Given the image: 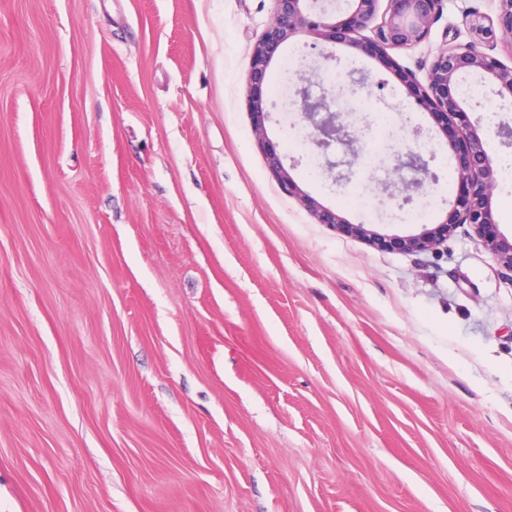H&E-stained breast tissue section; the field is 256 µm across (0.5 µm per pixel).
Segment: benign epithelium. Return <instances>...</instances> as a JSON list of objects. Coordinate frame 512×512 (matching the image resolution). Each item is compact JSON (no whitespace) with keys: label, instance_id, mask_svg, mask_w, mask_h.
Listing matches in <instances>:
<instances>
[{"label":"benign epithelium","instance_id":"1","mask_svg":"<svg viewBox=\"0 0 512 512\" xmlns=\"http://www.w3.org/2000/svg\"><path fill=\"white\" fill-rule=\"evenodd\" d=\"M275 2L274 16L255 43L250 61V114L253 133L261 144L266 143L265 121L268 117L262 84L274 57L290 38L308 35L325 43H346L370 54L382 67L391 69L397 63L388 50L410 48L426 41L443 14L445 0H387L388 7L382 14L379 13L380 0H348L344 18L339 21H327L323 16L312 19L307 6L309 0ZM495 2L497 10L493 18L475 10L463 11V18L469 21V29L476 34V39L440 50L427 67L425 80H419L412 72L405 73L411 94L420 107L445 124L451 115L459 117L467 126L465 132L460 134L455 130L451 136L461 192L448 221L422 224L416 232L406 235L382 233L372 224H347L335 211L322 206L305 192L284 167L274 147L267 146L266 162L279 186L296 198L316 223L343 230L381 250L416 256L435 251L459 225L467 224L499 261L505 277L512 281V240L498 229L491 205L492 191L497 185V166L488 151L486 139L480 137L467 120V112L483 110L485 105L480 100L463 99L457 94L460 80L477 73L486 98L500 101L503 107L512 105V65L492 55L496 45L484 40L495 27L512 38V0ZM378 17L381 22L377 24ZM368 29L372 30L374 38L363 36ZM314 86L320 87V94H313ZM293 97L296 111L310 127L308 138L316 151L326 154L335 141L347 147L350 159L339 164L329 161L327 168L333 170L345 166V170L334 176V182L339 187L348 184L365 150V144L345 120L349 112L348 100L324 86L318 67L302 73L295 80ZM427 180L435 182L438 175L421 155L409 153L406 159L399 160L392 169V176L382 183V192L395 200L397 195L390 188L401 186L405 196L397 207L402 210L412 202L409 191L420 188Z\"/></svg>","mask_w":512,"mask_h":512}]
</instances>
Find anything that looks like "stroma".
Here are the masks:
<instances>
[{
    "instance_id": "1",
    "label": "stroma",
    "mask_w": 512,
    "mask_h": 512,
    "mask_svg": "<svg viewBox=\"0 0 512 512\" xmlns=\"http://www.w3.org/2000/svg\"><path fill=\"white\" fill-rule=\"evenodd\" d=\"M392 50L424 77L462 11ZM275 0H0V512H512V281L470 226L382 251L316 223L414 221L378 191L453 150L397 72L286 42L252 132ZM363 78L347 187L312 174L295 66Z\"/></svg>"
}]
</instances>
